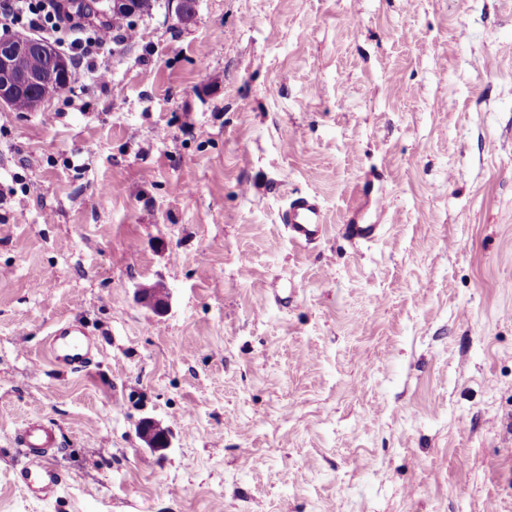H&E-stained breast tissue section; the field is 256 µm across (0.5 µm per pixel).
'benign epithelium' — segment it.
<instances>
[{"instance_id": "1", "label": "benign epithelium", "mask_w": 512, "mask_h": 512, "mask_svg": "<svg viewBox=\"0 0 512 512\" xmlns=\"http://www.w3.org/2000/svg\"><path fill=\"white\" fill-rule=\"evenodd\" d=\"M38 50L42 55L51 59L58 68L64 67L50 45L37 37L24 32H7L0 35V106L11 105L12 97L18 86L36 84L41 87L43 97L48 99L59 92L61 88L50 75H31L17 68L18 60L31 50Z\"/></svg>"}]
</instances>
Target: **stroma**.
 <instances>
[{"instance_id": "1", "label": "stroma", "mask_w": 512, "mask_h": 512, "mask_svg": "<svg viewBox=\"0 0 512 512\" xmlns=\"http://www.w3.org/2000/svg\"><path fill=\"white\" fill-rule=\"evenodd\" d=\"M177 5L0 109V512H512V0ZM289 238L297 245L307 247L316 243L324 234V211L314 196L292 199L281 216ZM381 225L378 224H341L340 232L343 237L352 243H369L380 234ZM95 348V339L77 322H59L49 336L48 352L52 362L70 370L86 369ZM16 440L21 448L42 450L40 455L20 471L19 476L33 496H47L60 484L58 471L48 456L49 449L58 447L56 428L50 424L31 422L20 430Z\"/></svg>"}]
</instances>
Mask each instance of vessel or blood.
<instances>
[{
    "label": "vessel or blood",
    "mask_w": 512,
    "mask_h": 512,
    "mask_svg": "<svg viewBox=\"0 0 512 512\" xmlns=\"http://www.w3.org/2000/svg\"><path fill=\"white\" fill-rule=\"evenodd\" d=\"M289 238L299 246L316 243L324 234V211L320 201L313 196L292 199L281 216ZM377 224H344L340 231L352 243H369L380 234ZM96 341L84 328L73 321L56 325L49 336L48 352L54 364L72 370L86 369L91 361ZM23 448L37 449V457L22 469L19 476L35 497L41 498L53 492L60 484V476L48 451L57 447V432L53 425L41 422L28 423L16 437Z\"/></svg>",
    "instance_id": "obj_1"
}]
</instances>
